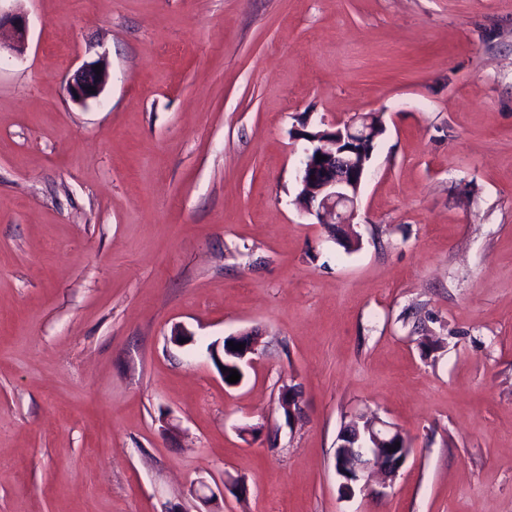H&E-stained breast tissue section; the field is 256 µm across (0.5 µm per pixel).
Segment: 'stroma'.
I'll list each match as a JSON object with an SVG mask.
<instances>
[{
    "mask_svg": "<svg viewBox=\"0 0 512 512\" xmlns=\"http://www.w3.org/2000/svg\"><path fill=\"white\" fill-rule=\"evenodd\" d=\"M0 10L29 20L0 53V512H512V0ZM368 112L350 250L295 202L299 133ZM250 330L226 387L210 348ZM372 416L411 451L348 496L337 437ZM5 24H8L12 30V42L7 45V49L21 55L26 49L28 37V22L25 16L20 14L2 15L0 10V34ZM96 65L101 67L100 74L94 69ZM106 81L107 71L100 60L85 62L68 79L67 92L74 102L84 103L97 98L103 91ZM88 87H94L95 92L88 90Z\"/></svg>",
    "mask_w": 512,
    "mask_h": 512,
    "instance_id": "stroma-1",
    "label": "stroma"
}]
</instances>
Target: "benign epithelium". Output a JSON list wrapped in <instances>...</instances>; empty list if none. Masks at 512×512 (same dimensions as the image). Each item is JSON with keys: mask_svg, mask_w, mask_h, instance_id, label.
<instances>
[{"mask_svg": "<svg viewBox=\"0 0 512 512\" xmlns=\"http://www.w3.org/2000/svg\"><path fill=\"white\" fill-rule=\"evenodd\" d=\"M6 24L11 27L12 42L6 46L0 43V50L7 48L20 55L27 45L28 22L20 14H0V29ZM98 64V60L85 62L68 79L67 92L73 101L84 103L101 94L107 71L104 67L96 71L94 66ZM384 131L381 114L369 112L304 134L309 146L298 170V200L303 211L315 217L337 240L356 243L350 228L357 214L360 188L375 144ZM319 155L323 160H317ZM233 339L245 345L244 349L236 351L235 367L241 373L243 365L249 362L248 355L254 353V337L242 332ZM281 404L290 419L300 412L298 397L289 387L281 394ZM363 430L364 435L356 436L354 443L342 442L337 446L342 451V459L336 472L344 479L342 490L347 494L354 492L353 483L369 467L392 476L409 454L408 439L395 427L371 420L365 422Z\"/></svg>", "mask_w": 512, "mask_h": 512, "instance_id": "7a95c632", "label": "benign epithelium"}]
</instances>
